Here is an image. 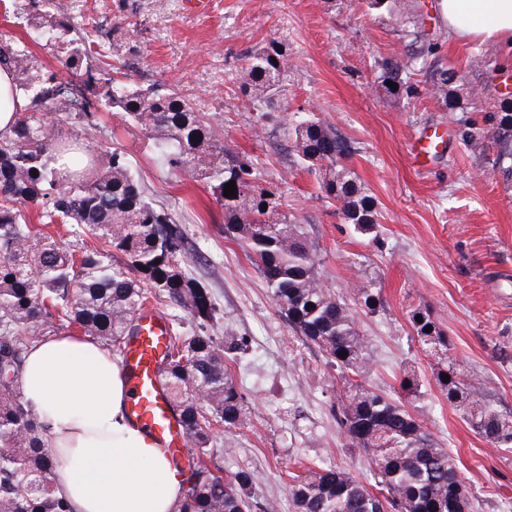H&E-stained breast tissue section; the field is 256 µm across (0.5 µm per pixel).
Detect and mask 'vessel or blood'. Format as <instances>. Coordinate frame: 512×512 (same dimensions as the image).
<instances>
[{"mask_svg": "<svg viewBox=\"0 0 512 512\" xmlns=\"http://www.w3.org/2000/svg\"><path fill=\"white\" fill-rule=\"evenodd\" d=\"M447 149V131L435 127L412 143V160L418 165L426 164ZM139 324V334L129 346L124 365L130 392L126 413L147 429L164 450L174 453L183 447L186 434L165 397L158 373L167 344L168 323L159 312L151 311L140 318Z\"/></svg>", "mask_w": 512, "mask_h": 512, "instance_id": "obj_1", "label": "vessel or blood"}]
</instances>
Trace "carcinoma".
<instances>
[{
	"label": "carcinoma",
	"instance_id": "carcinoma-1",
	"mask_svg": "<svg viewBox=\"0 0 512 512\" xmlns=\"http://www.w3.org/2000/svg\"><path fill=\"white\" fill-rule=\"evenodd\" d=\"M14 5L18 15L48 18L41 31L45 46L60 54L75 80L63 83L39 68L26 43L0 42V68L13 72L17 92L29 101L13 127L0 131V512H72L54 494L57 460L45 447L38 415L20 390L27 350L55 322L67 320L103 347L118 349L137 335L138 314L152 299L166 298L187 309L200 326L218 321L209 290L177 266L184 233L167 211L147 200L126 153L96 141L95 113L102 109L140 129L170 169L213 185L229 239L261 271L280 316L341 375L336 421L349 445L372 464L378 492L345 468L314 466L292 477L296 512H471L448 450L402 404L359 382L371 358L352 308L346 297L325 287L316 271L315 243L279 211L277 190L258 184L254 163L224 149L211 125L174 88L134 84L115 67L93 71L92 35L75 31L61 0H16ZM378 67L380 84L390 95H411L412 63L384 58ZM288 68V54L275 45L249 55L246 101L280 108L292 150L317 177L325 197L355 232L377 234L375 202L347 165L353 148L320 119L288 111ZM452 79L448 69H434L431 94L448 99ZM389 81L398 89L387 86ZM71 114L82 127L64 136L56 116ZM491 133L499 147L498 165L512 170V111L498 117ZM194 135L199 140H192ZM231 180L235 195L226 197L225 184ZM19 203L36 207L39 224ZM49 224H70L73 232L94 236L103 247L78 258L44 230ZM160 226L177 239L174 251L157 244ZM111 249L125 254L130 264L108 263ZM356 295L369 313L384 309L380 292L362 285ZM410 321L427 351L448 360L451 344L431 314L415 309ZM245 347L243 337L228 332L219 338L188 335L179 324L172 328L160 372L192 444L185 465L172 458L174 468L189 473L178 512H251L250 470L239 468L224 478L211 473L222 471L224 453L217 447L216 427L233 430L250 421L251 411L228 367ZM438 375L449 376L439 381L441 391L479 435L496 448L512 443V416L499 413L476 382L451 364Z\"/></svg>",
	"mask_w": 512,
	"mask_h": 512
}]
</instances>
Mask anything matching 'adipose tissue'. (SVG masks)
<instances>
[{
  "label": "adipose tissue",
  "instance_id": "obj_1",
  "mask_svg": "<svg viewBox=\"0 0 512 512\" xmlns=\"http://www.w3.org/2000/svg\"><path fill=\"white\" fill-rule=\"evenodd\" d=\"M461 42L512 44V0H442ZM58 464L53 485L74 512H177L184 488L153 436L126 415L120 359L88 336H53L29 349L20 378Z\"/></svg>",
  "mask_w": 512,
  "mask_h": 512
}]
</instances>
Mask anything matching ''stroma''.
I'll return each mask as SVG.
<instances>
[{
  "mask_svg": "<svg viewBox=\"0 0 512 512\" xmlns=\"http://www.w3.org/2000/svg\"><path fill=\"white\" fill-rule=\"evenodd\" d=\"M75 27L109 33L112 49L92 54L99 69L122 66L129 81L173 86L204 113L226 149L259 167L260 183L282 193L284 212L317 246L319 273L331 291L352 285L380 290L383 311L367 314L352 301L372 369L365 384L402 403L455 459L474 512H512V447L489 446L442 393L439 367L409 322L428 307L453 343L451 362L477 379L497 410L512 416V175L500 172L493 139H463V123L489 128L500 116L512 71V48L494 41L458 42L449 35L440 0H209L199 14L184 0H68ZM423 31L426 60L451 69L447 98L432 96L429 76L412 75V96L379 84L377 61L414 52ZM25 39L39 66L65 81L58 56L37 28L0 2V41ZM280 45L291 68L290 110L309 111L353 147L348 164L379 212L377 237L345 224L323 198L314 175L297 163L277 113L228 109L241 96L245 57ZM95 136L126 151L148 198L171 211L185 232L177 257L185 273L209 289L221 329L245 337L232 367L253 416L246 427L219 430L231 446L224 471L254 474L256 504L295 512L291 474L307 466H340L366 485L374 477L363 454L348 446L332 415L340 378L321 352L279 316L271 291L243 249L224 237V211L209 186L170 171L152 142L119 116L99 112ZM430 126L447 128L451 146L428 167L409 146ZM419 391L403 396L405 368Z\"/></svg>",
  "mask_w": 512,
  "mask_h": 512,
  "instance_id": "stroma-1",
  "label": "stroma"
}]
</instances>
